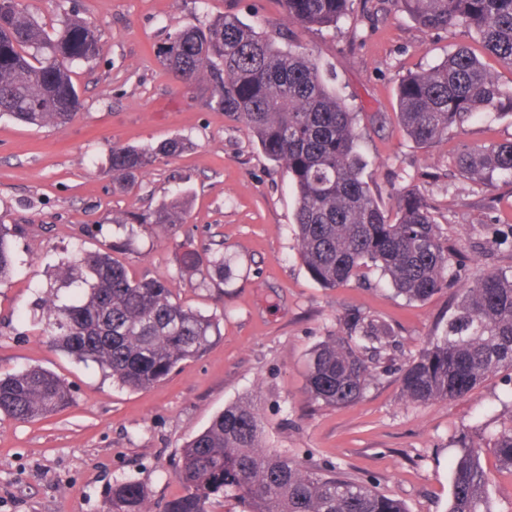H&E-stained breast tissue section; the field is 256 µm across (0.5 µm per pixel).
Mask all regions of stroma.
<instances>
[{"label":"stroma","instance_id":"obj_1","mask_svg":"<svg viewBox=\"0 0 512 512\" xmlns=\"http://www.w3.org/2000/svg\"><path fill=\"white\" fill-rule=\"evenodd\" d=\"M30 8L49 26L65 12L91 20L104 50L74 66L81 107L64 127L0 119V222L21 227L15 271L0 285V374L39 366L73 396L45 419L0 418V512H106L112 484L125 479L146 487L149 512H164L182 492L175 475L184 444L249 398L272 447L362 480L409 512H446L459 438L512 424V372L447 401L406 402L402 371L453 311L455 288L410 302L372 271L336 288L319 285L298 254L287 171L240 123L210 108L202 90L164 69L157 51L169 33L227 13L312 50L361 112L359 151L371 189L388 208L400 191L419 192L443 237L466 255L469 281L489 270L512 273V251L496 249L484 232L512 224V178L474 183L459 174L456 157L467 146L512 141V115L478 113L425 151L396 112L399 77L473 46L470 35L461 27L424 31L392 0H355L333 31L290 29L279 0H30ZM174 136L190 143L181 156L157 160L131 186L113 179V146ZM173 198L187 215L167 234H130L110 222L113 213ZM124 239L127 249L113 256L131 276L169 282L183 306L216 316L221 329L200 356L140 391L55 347L38 321L59 263ZM187 240L202 256L223 254L224 275L207 265L180 272L177 246ZM352 310L390 324L399 346L391 373L355 404L334 408L310 398L307 361ZM480 462L493 512H512V472L489 447Z\"/></svg>","mask_w":512,"mask_h":512}]
</instances>
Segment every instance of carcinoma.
I'll return each mask as SVG.
<instances>
[{"instance_id":"1","label":"carcinoma","mask_w":512,"mask_h":512,"mask_svg":"<svg viewBox=\"0 0 512 512\" xmlns=\"http://www.w3.org/2000/svg\"><path fill=\"white\" fill-rule=\"evenodd\" d=\"M353 0H281L299 28L335 29ZM422 29L461 26L484 54L512 69V0H397ZM95 25L66 17L49 33L28 0H0V117L36 127L65 126L79 108L71 79L76 61L98 56ZM162 66L189 87L210 92L208 104L241 123L264 155L282 166L296 192L295 224L300 259L311 277L335 288L376 270L394 294L423 302L451 285V250L442 240L428 203L413 189L398 195L395 212L380 204L363 179L358 152L360 113L331 87L319 57L271 37L226 14L168 34ZM397 117L419 148L448 139L476 112H512V89L462 45L439 64L407 74L397 87ZM187 142L174 137L157 146H115L112 174L133 178L158 157L175 158ZM461 175L485 186L512 177V142L463 150ZM111 223L138 224L155 233L184 223V203L165 201L139 214L112 215ZM499 248L512 250V226L485 227ZM0 223V283L13 272L15 255ZM202 262L192 244L179 245V264ZM60 282L81 288L62 302L51 293L42 304L43 332L63 351L90 361L112 381L133 390L167 378L176 367L220 335L216 318L184 307L170 283L133 278L108 252L79 253L62 263ZM387 324L358 311L309 353L310 397L332 407L350 405L376 378L391 371L382 353L397 348ZM502 370H512V274L489 270L460 289L454 312L401 375L404 398L431 403L468 393ZM71 401L68 385L39 367L0 377V414L21 421L48 417ZM502 467L512 471V426L489 434ZM481 447L461 441L448 512H490L489 474ZM182 495L166 512H210L224 499L235 512H408L374 487L323 471L266 445L258 407L241 400L224 408L182 450L176 475ZM148 495L136 481L112 486L107 512H147Z\"/></svg>"}]
</instances>
